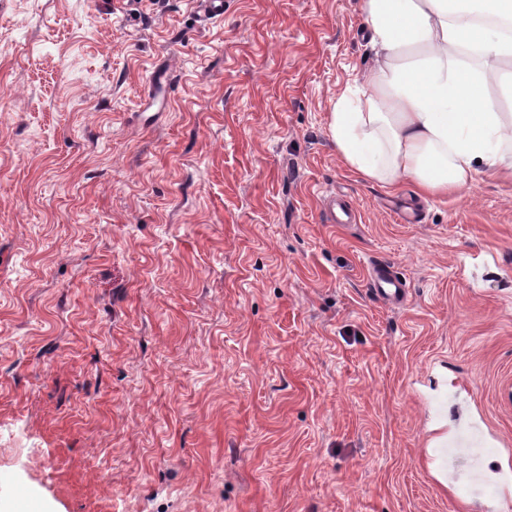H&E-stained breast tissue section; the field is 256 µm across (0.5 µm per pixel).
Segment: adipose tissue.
<instances>
[{
  "mask_svg": "<svg viewBox=\"0 0 512 512\" xmlns=\"http://www.w3.org/2000/svg\"><path fill=\"white\" fill-rule=\"evenodd\" d=\"M373 63L331 102L347 170L445 196L512 178V0H361Z\"/></svg>",
  "mask_w": 512,
  "mask_h": 512,
  "instance_id": "ef3b65f1",
  "label": "adipose tissue"
}]
</instances>
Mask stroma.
<instances>
[{
  "instance_id": "35a3bbf8",
  "label": "stroma",
  "mask_w": 512,
  "mask_h": 512,
  "mask_svg": "<svg viewBox=\"0 0 512 512\" xmlns=\"http://www.w3.org/2000/svg\"><path fill=\"white\" fill-rule=\"evenodd\" d=\"M366 43L360 0H0V512H492L428 390L512 470V182L347 172ZM370 290L390 303H401L407 296L406 279L388 263H375L368 273Z\"/></svg>"
}]
</instances>
